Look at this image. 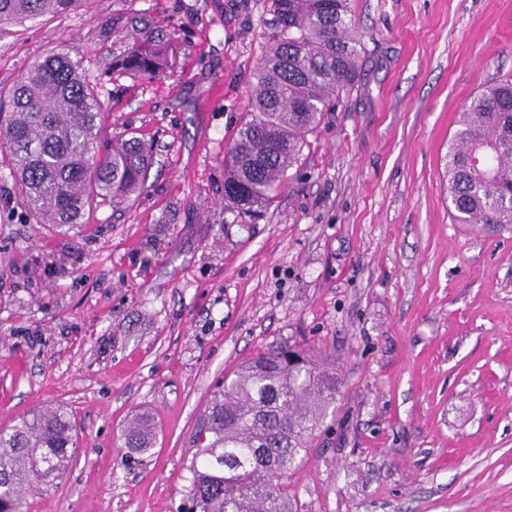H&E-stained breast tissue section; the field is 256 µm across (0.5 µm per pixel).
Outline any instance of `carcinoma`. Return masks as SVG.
Returning a JSON list of instances; mask_svg holds the SVG:
<instances>
[{"label": "carcinoma", "mask_w": 512, "mask_h": 512, "mask_svg": "<svg viewBox=\"0 0 512 512\" xmlns=\"http://www.w3.org/2000/svg\"><path fill=\"white\" fill-rule=\"evenodd\" d=\"M94 0H0V25L89 7ZM270 45L256 67L250 113L224 154V210L252 222L300 161L306 133L358 73L361 41L349 0H269ZM175 37L134 29L112 69L155 78L174 68ZM104 112L82 61L59 49L0 87V167L37 224H80L100 201L147 189L151 144L101 141ZM452 215L485 230L512 225V81L490 85L460 112L446 155ZM336 370L314 348L263 352L212 395L193 438L185 512H295L282 479L335 402ZM129 453L154 447L151 418L123 434ZM78 447L71 414L36 410L0 429V512H28V497L62 475Z\"/></svg>", "instance_id": "1"}]
</instances>
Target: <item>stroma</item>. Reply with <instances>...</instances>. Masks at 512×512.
<instances>
[{
    "label": "stroma",
    "mask_w": 512,
    "mask_h": 512,
    "mask_svg": "<svg viewBox=\"0 0 512 512\" xmlns=\"http://www.w3.org/2000/svg\"><path fill=\"white\" fill-rule=\"evenodd\" d=\"M267 0H94L0 30V84L67 48L105 137L151 143L147 192L33 224L0 176V429L64 406L78 448L30 512H180L207 403L245 360L326 347L335 403L286 484L296 512H512V227L453 223L448 142L512 77V0H351L358 82L258 221L224 210V151L268 46ZM182 46L117 74L114 18ZM156 427L125 463L134 413Z\"/></svg>",
    "instance_id": "35a3bbf8"
}]
</instances>
